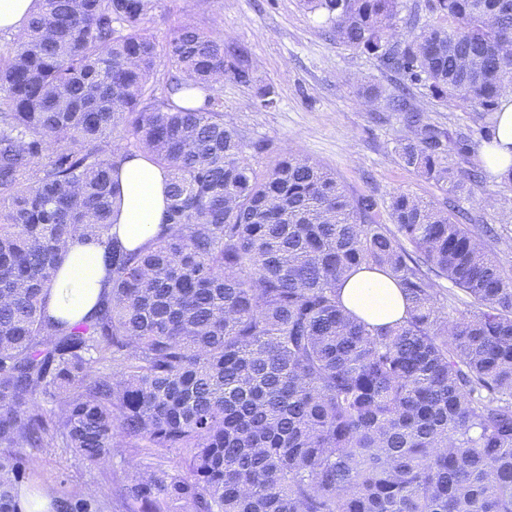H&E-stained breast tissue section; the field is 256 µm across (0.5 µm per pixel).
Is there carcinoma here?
I'll use <instances>...</instances> for the list:
<instances>
[{
  "instance_id": "1",
  "label": "carcinoma",
  "mask_w": 512,
  "mask_h": 512,
  "mask_svg": "<svg viewBox=\"0 0 512 512\" xmlns=\"http://www.w3.org/2000/svg\"><path fill=\"white\" fill-rule=\"evenodd\" d=\"M0 52V512H21L27 450L176 451L183 473L134 471L129 512H512V279L494 229L406 191L386 213L292 151L224 118V78L247 52L188 23L164 41L153 0H35ZM340 44L403 77L370 102L403 113L402 165L452 197L486 183L461 167L512 93V0H304ZM164 62V77L158 63ZM193 84H183L185 78ZM478 112L455 135L412 87ZM206 91L199 107L172 96ZM166 170L165 224L134 251L112 224L118 160ZM104 247L110 290L70 325L45 311L71 239ZM378 270L403 319L374 327L340 299ZM462 291L448 313L442 282ZM102 491L45 512H106Z\"/></svg>"
}]
</instances>
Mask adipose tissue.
Wrapping results in <instances>:
<instances>
[{
  "mask_svg": "<svg viewBox=\"0 0 512 512\" xmlns=\"http://www.w3.org/2000/svg\"><path fill=\"white\" fill-rule=\"evenodd\" d=\"M495 137L478 147L479 159L496 174L512 170V94L495 113ZM116 179L119 192L112 210L111 234L130 250L154 239L165 222L168 174L146 157L121 161ZM108 277L104 249L95 241L68 243L63 263L49 292L47 314L74 324L90 315ZM341 301L347 310L373 326L400 321L406 312L397 284L378 271L362 269L344 282Z\"/></svg>",
  "mask_w": 512,
  "mask_h": 512,
  "instance_id": "1",
  "label": "adipose tissue"
}]
</instances>
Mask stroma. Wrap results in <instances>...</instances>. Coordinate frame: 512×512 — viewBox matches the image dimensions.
<instances>
[{
  "label": "stroma",
  "mask_w": 512,
  "mask_h": 512,
  "mask_svg": "<svg viewBox=\"0 0 512 512\" xmlns=\"http://www.w3.org/2000/svg\"><path fill=\"white\" fill-rule=\"evenodd\" d=\"M182 22L249 50L252 83L225 79L222 98L224 113L242 138L265 144L254 159L257 168L290 150L334 173L351 196L373 198L378 206H385L397 190L436 205L444 202L433 182L400 164L395 149L407 135L400 114L362 100L364 85L377 83L388 90L394 75L331 39L323 18L309 12L303 0H156L145 19L160 39ZM262 88L274 92L276 108L260 107L257 93ZM454 206L497 228L498 239L488 241L486 248L512 275V222L503 220L512 213V187L491 182L455 199ZM132 458L144 467L179 470L175 452L144 448L135 455L117 448L111 467L119 479L130 476ZM27 471L32 483L60 494L105 485L100 467L68 448L31 450Z\"/></svg>",
  "instance_id": "35a3bbf8"
}]
</instances>
